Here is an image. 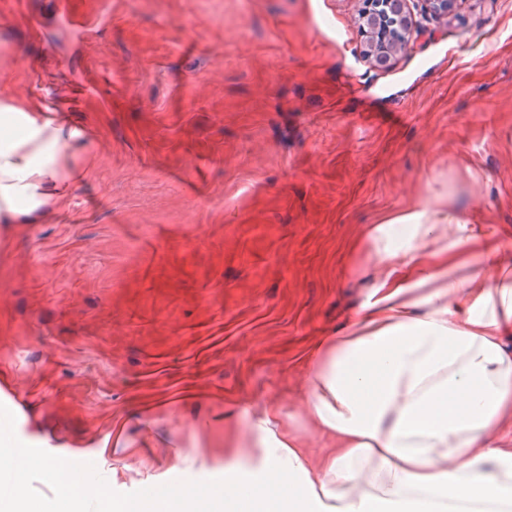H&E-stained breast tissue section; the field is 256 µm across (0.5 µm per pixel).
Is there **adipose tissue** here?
I'll return each mask as SVG.
<instances>
[{
  "instance_id": "adipose-tissue-1",
  "label": "adipose tissue",
  "mask_w": 512,
  "mask_h": 512,
  "mask_svg": "<svg viewBox=\"0 0 512 512\" xmlns=\"http://www.w3.org/2000/svg\"><path fill=\"white\" fill-rule=\"evenodd\" d=\"M82 130L0 95V221L67 203L63 148ZM378 277L363 318L304 359L307 434L280 406L254 412L250 468L222 486L181 484L122 512H512V265L457 212L369 225ZM317 436L329 445L307 452Z\"/></svg>"
}]
</instances>
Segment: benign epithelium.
Listing matches in <instances>:
<instances>
[{
    "label": "benign epithelium",
    "mask_w": 512,
    "mask_h": 512,
    "mask_svg": "<svg viewBox=\"0 0 512 512\" xmlns=\"http://www.w3.org/2000/svg\"><path fill=\"white\" fill-rule=\"evenodd\" d=\"M359 30L366 47L364 57L387 69L421 33L411 0H361ZM463 0H421V14L442 22L457 14Z\"/></svg>",
    "instance_id": "1"
}]
</instances>
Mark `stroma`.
Returning <instances> with one entry per match:
<instances>
[{
	"mask_svg": "<svg viewBox=\"0 0 512 512\" xmlns=\"http://www.w3.org/2000/svg\"><path fill=\"white\" fill-rule=\"evenodd\" d=\"M359 0H0V83L83 126L65 206L0 223L7 437L117 512L223 483L253 411L361 312L366 228L423 207L512 233V0H464L386 70ZM72 12L85 35L62 22Z\"/></svg>",
	"mask_w": 512,
	"mask_h": 512,
	"instance_id": "obj_1",
	"label": "stroma"
}]
</instances>
